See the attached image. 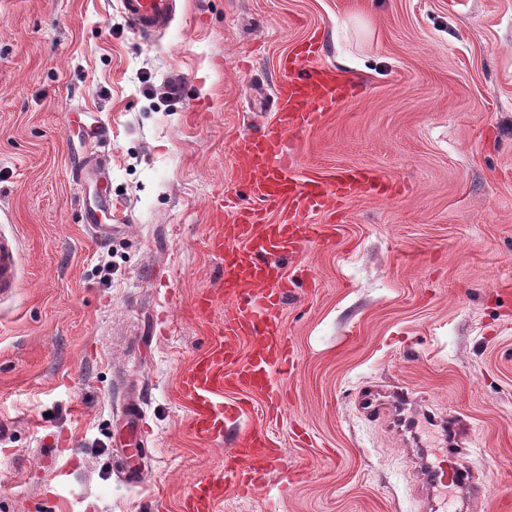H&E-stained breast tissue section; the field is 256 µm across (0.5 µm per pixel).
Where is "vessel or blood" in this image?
I'll return each instance as SVG.
<instances>
[{
  "instance_id": "obj_1",
  "label": "vessel or blood",
  "mask_w": 512,
  "mask_h": 512,
  "mask_svg": "<svg viewBox=\"0 0 512 512\" xmlns=\"http://www.w3.org/2000/svg\"><path fill=\"white\" fill-rule=\"evenodd\" d=\"M130 31L149 42L168 30L176 17L178 0H119ZM322 45L319 37L306 41L280 67L283 81L273 91L278 113L274 126L258 134L238 138L234 153L242 165L237 181L252 195L253 204L225 200L231 212L209 239V250L218 259L220 297L224 301L221 339L181 374L176 393L190 411V426L197 437L217 438L230 432L234 452L223 479L208 478L195 484L187 512H212L216 500L232 485L249 494L254 485L249 460L263 455L271 469L282 468L284 454L260 427L243 423L250 393L274 397L276 377L287 376L294 360L277 314L287 294L288 280L282 260L310 245L316 235L330 234L331 225L311 224V214H327L333 201L366 191L376 182L364 169L341 168L327 180L299 181L294 160L281 144L291 133L316 126L326 112L348 95L349 87L335 75L314 68ZM21 258L14 238L0 233V300L11 297L20 283ZM252 337L250 354L239 360L237 341ZM408 392L394 390L390 402L375 395L361 400L363 409L375 414L384 409L403 411L411 404ZM447 451L424 465V480L431 490L455 486L462 502L481 498L483 488L473 467L462 465L454 453L463 431L455 420L442 421Z\"/></svg>"
}]
</instances>
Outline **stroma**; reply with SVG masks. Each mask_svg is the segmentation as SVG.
I'll list each match as a JSON object with an SVG mask.
<instances>
[{
  "label": "stroma",
  "mask_w": 512,
  "mask_h": 512,
  "mask_svg": "<svg viewBox=\"0 0 512 512\" xmlns=\"http://www.w3.org/2000/svg\"><path fill=\"white\" fill-rule=\"evenodd\" d=\"M313 34L352 94L287 138L294 175L356 167L379 186L286 259L296 369L277 420L260 395L244 418L285 464L213 512H421L415 464L437 433L414 442L358 409L396 387L413 414L465 423L485 492L467 512H512V0H183L153 43L117 0H0V229L21 253L0 302V512H183L223 476L230 438L195 436L175 387L224 317L207 240L239 189L236 139L276 120L254 89ZM98 153L122 219L106 240L80 210ZM131 401L149 429L137 453Z\"/></svg>",
  "instance_id": "obj_1"
}]
</instances>
